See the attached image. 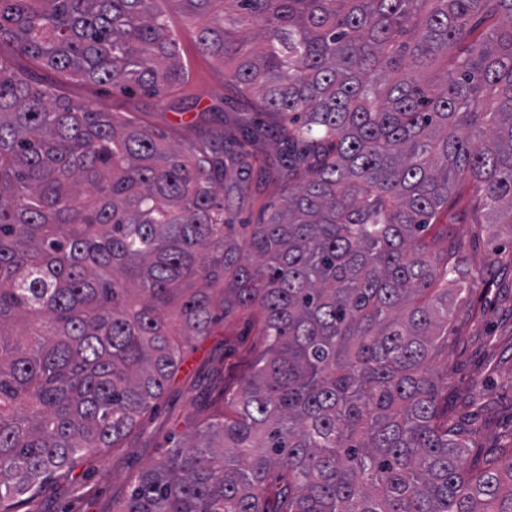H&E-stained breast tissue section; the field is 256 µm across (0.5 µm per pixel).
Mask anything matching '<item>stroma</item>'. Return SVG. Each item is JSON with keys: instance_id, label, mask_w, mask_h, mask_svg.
Masks as SVG:
<instances>
[{"instance_id": "stroma-1", "label": "stroma", "mask_w": 512, "mask_h": 512, "mask_svg": "<svg viewBox=\"0 0 512 512\" xmlns=\"http://www.w3.org/2000/svg\"><path fill=\"white\" fill-rule=\"evenodd\" d=\"M188 80L155 98L125 95L111 86L73 85L68 94L94 108L140 115L158 134L175 139L179 129L202 113L228 123L251 119L254 98L239 96L224 83L222 64L198 49L191 29L179 26ZM278 145L268 140L260 156L264 172L254 176L251 196L232 200L229 210L257 219L262 208L280 201L284 184L277 175ZM469 262L483 279L473 290L477 310L460 316L448 335V413L472 434L471 458L512 444V229H482L467 220L450 224ZM263 351L252 314L241 313L217 325L212 334L191 341L177 374L138 427L115 448L77 459L47 481L18 512H112L125 499L139 473L157 461L171 438L191 433L196 424L224 411V397L238 387Z\"/></svg>"}]
</instances>
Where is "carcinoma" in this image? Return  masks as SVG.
<instances>
[{
    "instance_id": "carcinoma-1",
    "label": "carcinoma",
    "mask_w": 512,
    "mask_h": 512,
    "mask_svg": "<svg viewBox=\"0 0 512 512\" xmlns=\"http://www.w3.org/2000/svg\"><path fill=\"white\" fill-rule=\"evenodd\" d=\"M157 2L0 0L25 61L0 55V512L119 444L216 311L253 309L266 347L228 412L113 512H512V448L468 459L434 365L477 279L441 217L472 187L478 223L512 225V0H175L278 119L288 186L258 224L224 200L268 130L164 145L39 81L181 86Z\"/></svg>"
}]
</instances>
